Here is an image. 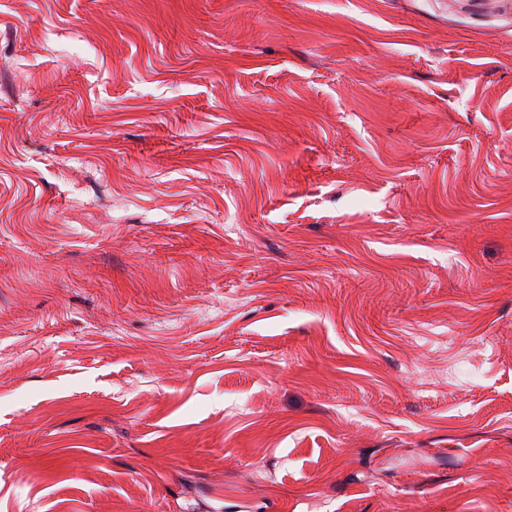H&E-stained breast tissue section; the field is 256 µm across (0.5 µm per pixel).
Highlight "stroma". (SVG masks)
Returning <instances> with one entry per match:
<instances>
[{
	"label": "stroma",
	"mask_w": 512,
	"mask_h": 512,
	"mask_svg": "<svg viewBox=\"0 0 512 512\" xmlns=\"http://www.w3.org/2000/svg\"><path fill=\"white\" fill-rule=\"evenodd\" d=\"M0 512H512V0H0Z\"/></svg>",
	"instance_id": "stroma-1"
}]
</instances>
